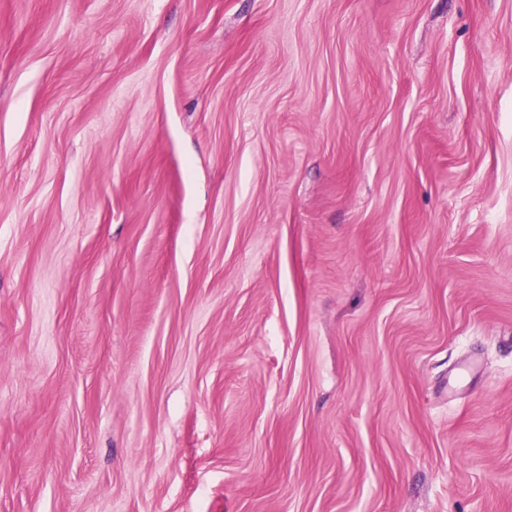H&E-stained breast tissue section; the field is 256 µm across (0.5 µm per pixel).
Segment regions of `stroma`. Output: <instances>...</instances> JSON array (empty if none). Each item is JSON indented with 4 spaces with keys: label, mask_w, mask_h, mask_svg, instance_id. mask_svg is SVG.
Wrapping results in <instances>:
<instances>
[{
    "label": "stroma",
    "mask_w": 512,
    "mask_h": 512,
    "mask_svg": "<svg viewBox=\"0 0 512 512\" xmlns=\"http://www.w3.org/2000/svg\"><path fill=\"white\" fill-rule=\"evenodd\" d=\"M0 512H512V0H0Z\"/></svg>",
    "instance_id": "1"
}]
</instances>
